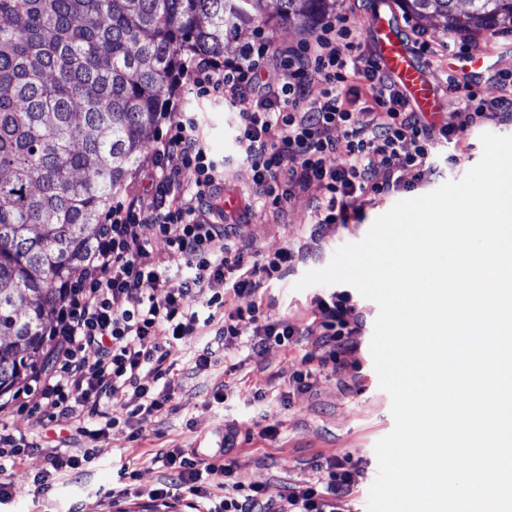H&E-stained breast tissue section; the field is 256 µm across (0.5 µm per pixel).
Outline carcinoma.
Wrapping results in <instances>:
<instances>
[{"mask_svg": "<svg viewBox=\"0 0 512 512\" xmlns=\"http://www.w3.org/2000/svg\"><path fill=\"white\" fill-rule=\"evenodd\" d=\"M450 34L512 33V0H399ZM330 0H0V394L50 365L45 328L200 49Z\"/></svg>", "mask_w": 512, "mask_h": 512, "instance_id": "obj_1", "label": "carcinoma"}]
</instances>
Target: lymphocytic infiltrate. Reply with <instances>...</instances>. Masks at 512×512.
<instances>
[{"label":"lymphocytic infiltrate","instance_id":"1","mask_svg":"<svg viewBox=\"0 0 512 512\" xmlns=\"http://www.w3.org/2000/svg\"><path fill=\"white\" fill-rule=\"evenodd\" d=\"M348 15L324 22L308 40L280 45L267 36L225 62L209 54L193 57L188 66L199 94L227 105L250 101L241 113L236 141L249 168V180L261 203L283 207L296 192L318 184L324 197L316 207L317 229L348 225L367 194L398 188L394 162L417 175L431 173L448 145H460L477 120L512 117V75L489 89L486 99L466 95L458 111L433 126L413 110L403 92L375 59L363 58L351 41ZM281 73L277 83L263 81L267 65ZM365 78L377 109L364 122L352 119L346 82ZM178 154L182 170H170L165 159ZM340 164L328 165L330 155ZM383 168H375L374 156ZM192 191L179 190L182 174ZM149 194H133L112 209L96 249L70 285L48 336L54 349L52 366L33 381L42 399L67 415L78 435L98 439L114 425L113 405L126 412L130 440H137L149 417L163 413L172 397L158 385L170 358L215 327L213 345L197 357L208 365L215 348L240 335L241 323L253 327L250 346L291 347L300 336L314 337L321 354L304 358V367L288 379L304 393L324 371L344 373L357 347L359 326L347 316L353 306L348 292L332 291L317 300L305 327L280 321L267 323L259 312L264 281L280 277L297 255L283 249L264 260H248L238 246L240 227L227 223L221 205L224 175L208 154L194 113L168 116L166 135L148 164ZM154 218L155 234L165 238V255L154 253L144 235L143 213ZM182 274L171 285V271ZM156 294L143 295V285ZM250 297L247 308H228L231 297ZM153 383L142 380L143 372ZM161 463L171 484L151 491L155 500L179 491L193 512H350L351 472L332 459L315 464L317 478L280 491L240 480L232 459L218 462L185 448L166 451Z\"/></svg>","mask_w":512,"mask_h":512}]
</instances>
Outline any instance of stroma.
<instances>
[{
	"mask_svg": "<svg viewBox=\"0 0 512 512\" xmlns=\"http://www.w3.org/2000/svg\"><path fill=\"white\" fill-rule=\"evenodd\" d=\"M336 8L350 14L355 24L353 40L364 55L375 51V39L366 25L373 11H380L404 41L412 39L413 24L397 0H383L379 5L373 0H336ZM317 26L314 20L298 26L256 21L243 27L236 40L225 44L224 54L237 55L262 33L276 43L294 44ZM466 44L470 49L466 56L419 57L427 79L450 112L457 111L459 99L444 90L446 72L455 73L465 93L483 92L500 75L512 74V34L497 35L491 44L479 35L467 39ZM187 106L198 114L210 154L224 163V196L233 202L231 213L241 223L242 241L263 256L288 247L299 250L300 258L292 269L281 279L264 283L261 308L266 322L286 320L298 326L309 320L317 297L326 291L322 285L295 290V283L307 271L325 267L340 246L361 241L373 221L396 202L461 179L481 158L482 133L512 135V121L476 125L460 148L440 158L437 172L419 180L413 170L397 168L402 190L372 197L348 227L328 228L314 238L310 226L316 201L322 195L318 186L297 193L279 212L252 201L247 163L238 154L235 142V122L240 112L250 108V101L239 102L233 108L197 98L184 78L174 95L172 109L179 112ZM352 299V317L361 321L362 330L348 373L328 372L318 377L310 392L291 391L287 379L301 369L305 355L314 353L312 338H302L292 347L272 345L258 352L249 347L252 329L248 326L241 336L229 339L205 368L195 365L196 348L182 350L175 354L165 377L174 408L145 423L140 440H129L126 414L116 406L112 409L116 427L109 437L86 440L92 460L77 473L41 480L44 451L26 449L20 466L14 470L19 491L0 504V512H186L188 503L184 500L173 499L168 506L151 507L146 491L166 479L164 468L154 458L169 448H193L221 456L224 427L228 424L233 426L238 442L230 457L246 481L275 491L313 481L316 461L346 459L351 464V508L353 512H367L368 491L378 472L374 447L392 430L393 418L391 399L379 387L370 352L378 307L357 293ZM219 387L224 389L227 400L216 405L210 398ZM34 409L43 416V425H36L31 417ZM0 422L15 432L50 442L67 438L72 432L70 420L43 401L35 390L1 412ZM268 425L276 426L277 434H264ZM124 466L136 472L131 483L135 493L116 500L112 490L117 486V472Z\"/></svg>",
	"mask_w": 512,
	"mask_h": 512,
	"instance_id": "1",
	"label": "stroma"
}]
</instances>
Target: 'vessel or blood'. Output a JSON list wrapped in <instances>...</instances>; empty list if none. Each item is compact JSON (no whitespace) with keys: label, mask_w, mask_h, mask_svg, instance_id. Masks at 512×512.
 Returning <instances> with one entry per match:
<instances>
[{"label":"vessel or blood","mask_w":512,"mask_h":512,"mask_svg":"<svg viewBox=\"0 0 512 512\" xmlns=\"http://www.w3.org/2000/svg\"><path fill=\"white\" fill-rule=\"evenodd\" d=\"M376 43L377 60L405 89L413 109L429 117L440 115L444 106L439 96L428 84L422 65L411 55L394 27L378 23Z\"/></svg>","instance_id":"1"}]
</instances>
